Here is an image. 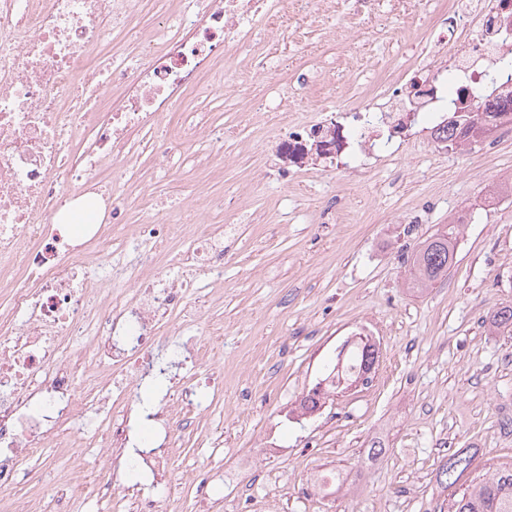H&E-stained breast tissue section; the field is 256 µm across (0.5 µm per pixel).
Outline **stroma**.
Returning <instances> with one entry per match:
<instances>
[{"mask_svg":"<svg viewBox=\"0 0 512 512\" xmlns=\"http://www.w3.org/2000/svg\"><path fill=\"white\" fill-rule=\"evenodd\" d=\"M442 2L377 0L360 14L355 0H336L323 14L296 0L287 43L256 34L283 70L254 81V58L241 56L223 88L190 102L223 125L222 141L187 126L186 152L105 172L123 223L191 207L204 191L223 197L224 219L238 229L206 315L222 328L224 357L197 370L223 373L224 398L176 450L173 512H192L187 477L206 472L224 512L245 501L266 512L271 497L277 512H439L453 493L437 479L449 455L475 449L474 478L512 463V431L500 425L512 417V337L491 323L512 305V205L496 207L488 194L512 172V140L424 143L379 154L364 174L325 158L301 172L286 152L288 125L235 119L266 95L311 117L371 107L368 91L384 73L416 67L411 47L433 38ZM451 223L465 246L447 278L409 288L411 255ZM351 333L381 342L369 384L339 385L301 414ZM70 429L83 473L108 463L93 424ZM261 439L279 456L240 465ZM375 440L386 451L373 459Z\"/></svg>","mask_w":512,"mask_h":512,"instance_id":"stroma-1","label":"stroma"}]
</instances>
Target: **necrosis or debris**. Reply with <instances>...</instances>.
I'll use <instances>...</instances> for the list:
<instances>
[{"label": "necrosis or debris", "instance_id": "necrosis-or-debris-1", "mask_svg": "<svg viewBox=\"0 0 512 512\" xmlns=\"http://www.w3.org/2000/svg\"><path fill=\"white\" fill-rule=\"evenodd\" d=\"M167 0L166 18L150 32L133 20L142 0H0V489L42 479L27 468L49 448H66V427L91 412L101 445L113 460L126 454L123 409L129 391L111 393L106 369L119 364L140 378L151 374L165 328L205 320L211 295L193 288L198 274L224 276V240L231 225L213 224L220 197L203 196L198 209L178 220L146 216L127 234L142 240L130 257L135 286L113 295L88 267L112 255L120 220L111 185L100 173L143 155L142 133L165 118L207 130L206 116L184 112L223 83L236 57L254 49V32L284 17L286 0ZM454 19L438 33L418 72L429 81L447 68L473 100L512 97V72L499 59L512 53L503 34L512 23V0H449ZM114 37L139 53L130 67L103 51ZM119 90L117 102L101 97ZM433 97L391 93L377 111L314 124L292 123L294 145L324 146L338 161L363 170L385 136L409 131ZM103 204L108 221L85 239L65 235L57 218L77 203ZM191 237L175 271L159 267L162 247ZM207 409L197 385L178 381L154 413L164 434L138 453L143 470H167L185 430ZM59 471L56 512H78L89 498L110 512H168L171 484L162 490L116 491L111 468L79 478Z\"/></svg>", "mask_w": 512, "mask_h": 512}]
</instances>
